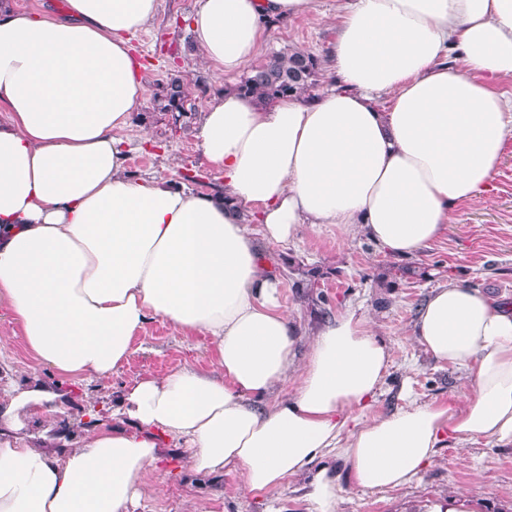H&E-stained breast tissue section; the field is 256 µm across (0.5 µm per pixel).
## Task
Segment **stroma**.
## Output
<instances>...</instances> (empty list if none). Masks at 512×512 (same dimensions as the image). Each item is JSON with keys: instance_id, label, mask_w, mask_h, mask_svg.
<instances>
[{"instance_id": "35a3bbf8", "label": "stroma", "mask_w": 512, "mask_h": 512, "mask_svg": "<svg viewBox=\"0 0 512 512\" xmlns=\"http://www.w3.org/2000/svg\"><path fill=\"white\" fill-rule=\"evenodd\" d=\"M198 0H159L155 18L132 39L147 92L124 130L133 149L127 171L191 193L223 188L224 177L203 161L196 139L198 121L211 97L239 82L205 62L191 31ZM338 0H312L310 9L268 28L254 63L274 51L294 46L315 55L320 63L313 94L332 86L330 53L336 37ZM179 77L189 95L188 117L173 121L155 111L153 95L167 77ZM493 189L482 200L459 205L447 235L419 250L412 265L427 268L425 279H404L392 288L379 285L395 256L357 231L334 224L302 230L296 241L272 246L269 261L281 282L280 303L303 330L298 364L307 361L310 346L328 316L355 308L370 322L375 336L390 349V364L380 391L364 413L372 419L407 405L460 402L470 394L461 372L435 362L412 334L414 320L431 289L458 280L489 296L512 303V137L492 179ZM318 268L323 277L314 287L298 282L303 270ZM213 345L203 335L185 337L161 317L150 320L133 345V353L112 378L69 384L72 408L93 398L103 414L124 387L150 373L162 376L180 367L209 369ZM56 381L54 371L36 362L26 350L20 329L0 314V400L6 384L32 379ZM161 457L150 480L141 487L136 512H311L307 500L313 469L338 467L334 453L317 458L312 469L289 477L278 488L261 493L245 491L240 474L196 473L191 451L172 439L161 438ZM346 488L338 512H427L430 505L456 499L468 512H512V447L480 440L465 447L453 442L438 448L435 459L411 484L389 490Z\"/></svg>"}]
</instances>
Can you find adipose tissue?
<instances>
[{
    "instance_id": "1",
    "label": "adipose tissue",
    "mask_w": 512,
    "mask_h": 512,
    "mask_svg": "<svg viewBox=\"0 0 512 512\" xmlns=\"http://www.w3.org/2000/svg\"><path fill=\"white\" fill-rule=\"evenodd\" d=\"M66 4L49 17L0 0V308L65 381L110 378L153 316L209 336L214 367L137 379L112 411L132 430L99 420L53 453L23 433L28 417L64 414V392L15 387L0 410V512H133L162 433L192 448L196 472L239 471L252 492L331 449L354 485L388 490L417 479L444 440L512 445V305L455 281L433 288L413 334L466 374L472 398L366 420L388 348L347 309L296 369L302 331L261 250L335 224L409 257L447 233L457 205L484 198L512 136L500 89L512 0H341L336 86L266 105L230 89L209 101L198 147L224 176L209 194L126 174L122 132L146 91L131 39L158 0ZM309 7L199 0L193 31L204 58L236 74L269 20ZM454 50L461 66L446 62ZM294 375L295 394L275 398Z\"/></svg>"
}]
</instances>
